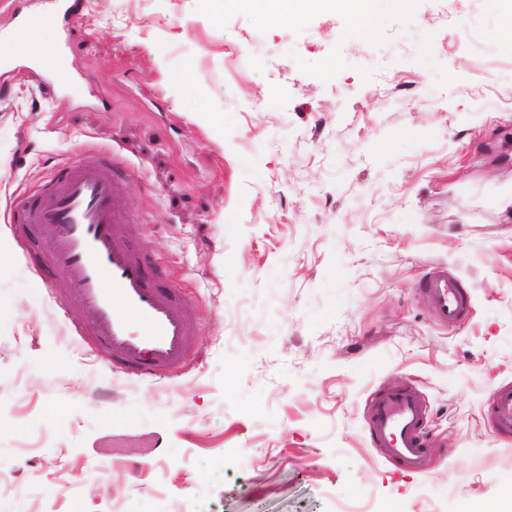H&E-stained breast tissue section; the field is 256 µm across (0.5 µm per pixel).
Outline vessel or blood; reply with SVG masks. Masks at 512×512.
<instances>
[{
    "mask_svg": "<svg viewBox=\"0 0 512 512\" xmlns=\"http://www.w3.org/2000/svg\"><path fill=\"white\" fill-rule=\"evenodd\" d=\"M54 21L60 39L36 63L32 75L58 99L80 96L81 80L72 60L76 0H46L44 7L18 14L19 44L38 43L46 21ZM132 170L108 150L86 149L58 167L15 205V233L29 235L33 226L52 225L54 233L37 256L64 287L59 302L82 312L81 335L113 370L128 376H156L183 366L194 345V309L179 294L151 280L141 254L118 247L129 234L125 185ZM428 300L446 326L467 314L470 296L447 270L434 268L425 281ZM495 432L512 433V386L493 390ZM426 407L412 384L377 392L371 399L370 436L380 456L406 471L421 470L429 443Z\"/></svg>",
    "mask_w": 512,
    "mask_h": 512,
    "instance_id": "b4317fda",
    "label": "vessel or blood"
}]
</instances>
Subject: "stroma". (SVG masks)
Segmentation results:
<instances>
[{
  "instance_id": "1",
  "label": "stroma",
  "mask_w": 512,
  "mask_h": 512,
  "mask_svg": "<svg viewBox=\"0 0 512 512\" xmlns=\"http://www.w3.org/2000/svg\"><path fill=\"white\" fill-rule=\"evenodd\" d=\"M88 103L53 106L0 0V225L83 147L134 171L130 239L195 310L184 367L112 373L15 241L0 263V512H474L512 489V0H376L272 24L215 0H82ZM194 81L175 82L185 66ZM471 294L444 326L422 280ZM412 383L422 472L368 438ZM492 422L495 432L512 433V386L504 385L493 390Z\"/></svg>"
}]
</instances>
